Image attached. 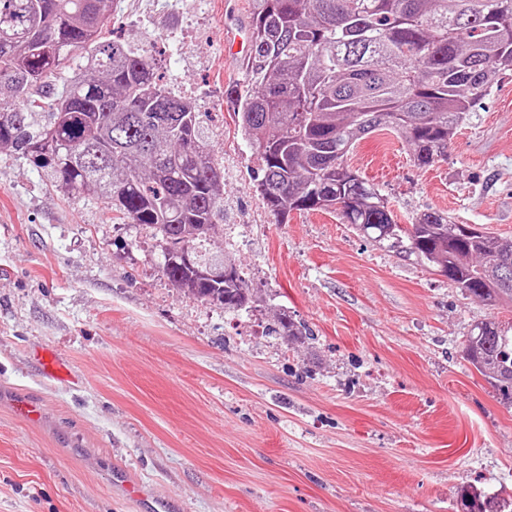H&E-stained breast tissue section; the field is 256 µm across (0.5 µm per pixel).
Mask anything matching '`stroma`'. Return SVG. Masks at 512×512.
Returning a JSON list of instances; mask_svg holds the SVG:
<instances>
[{
  "label": "stroma",
  "mask_w": 512,
  "mask_h": 512,
  "mask_svg": "<svg viewBox=\"0 0 512 512\" xmlns=\"http://www.w3.org/2000/svg\"><path fill=\"white\" fill-rule=\"evenodd\" d=\"M252 7L114 0L104 26L194 101L224 167L214 247L250 311L175 287L150 229L0 153V512H147L115 486L121 465L169 512H457L463 487L512 495V401L463 353L491 309L336 214L280 224L263 205L227 96L243 59L224 48ZM350 164L399 223L433 209L512 236V72L447 159L418 167L383 130ZM283 311L312 340L265 335ZM42 351L64 380L43 375ZM18 392L43 401L42 425L15 416Z\"/></svg>",
  "instance_id": "stroma-1"
}]
</instances>
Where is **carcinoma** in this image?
Masks as SVG:
<instances>
[{"mask_svg":"<svg viewBox=\"0 0 512 512\" xmlns=\"http://www.w3.org/2000/svg\"><path fill=\"white\" fill-rule=\"evenodd\" d=\"M112 0H0V151L42 170L67 195L108 202L150 228L164 273L196 299L238 312L251 303L239 268L211 248L224 228V169L193 101L156 65L103 33ZM246 85L230 90L255 147L256 189L285 223L293 211L339 212L376 242L405 248L490 307L512 308V237L466 234L440 211L404 226L347 163L365 136L399 133L416 165L448 141L496 78L512 71V0H254ZM73 63L70 78L59 71ZM55 129V137L46 131ZM189 251L193 263L170 257ZM224 274L207 278L216 266ZM268 332L310 335L286 313ZM468 361L512 399V321L471 326ZM466 512H512V498L457 493Z\"/></svg>","mask_w":512,"mask_h":512,"instance_id":"1","label":"carcinoma"}]
</instances>
